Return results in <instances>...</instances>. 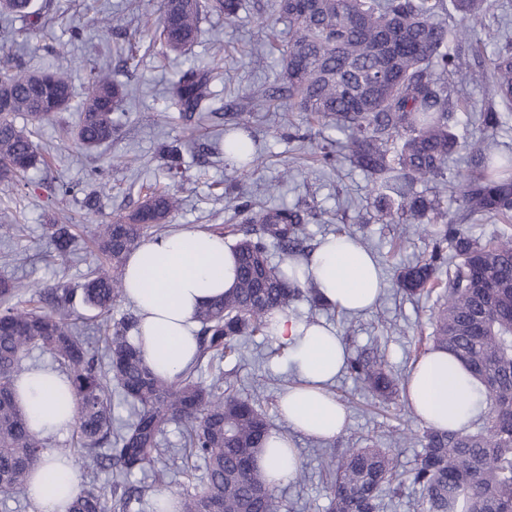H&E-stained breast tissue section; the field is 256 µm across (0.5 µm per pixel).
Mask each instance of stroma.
I'll return each instance as SVG.
<instances>
[{"label": "stroma", "mask_w": 512, "mask_h": 512, "mask_svg": "<svg viewBox=\"0 0 512 512\" xmlns=\"http://www.w3.org/2000/svg\"><path fill=\"white\" fill-rule=\"evenodd\" d=\"M59 10L44 28L31 36L24 47H17L10 34L0 28V62L25 54L45 64L70 66L73 70L75 99H82L86 80L84 65L100 64L120 72L131 95L118 110L120 127L111 144L87 152L65 147L66 129L75 119L64 112L55 121L42 123L36 137L40 147L56 154L49 169L31 172L26 184L14 187L0 182V210L7 208L22 217L21 225L0 218V277L16 279L24 285L49 286L57 281L79 287L88 274L94 255L90 253L91 234L101 214H118L133 209L148 186L169 187L181 200V207L166 232L204 231L225 225L232 212L228 196L218 195L214 182L235 184L241 192L267 205H314L318 220L307 226L310 246L335 235L337 229H363L361 244L374 256L383 277V292L369 310L341 317L337 313H311L307 302L295 303L288 317L303 321L316 317L342 335L350 355L363 352L382 356L387 370L406 378L418 357L420 338L432 335L439 303L436 297H409L399 292L396 267L427 257L430 238L421 234L399 237L394 225L382 223L373 204L365 174L345 157H338L335 168L321 167L312 157L310 144L289 139L278 110L259 111L249 116L256 139L258 163L233 170L224 158V130L234 118L231 105L261 89L274 90L281 66V51L287 44L278 35L275 48L267 55L265 69L249 62V53L263 46L266 38L258 17L268 9L269 0H244L236 25L210 18L203 22L199 42L182 57L160 60L159 48L141 32L145 15L157 13L160 0H57ZM122 12L121 32H103L93 24L94 8ZM84 31V39H70L71 28ZM138 42L135 60L125 61L115 53L116 46L128 39ZM224 47L223 67L229 78L213 86L215 97L210 111L192 122L182 120L169 108L166 91L182 70L194 60L207 56L212 43ZM177 146L182 155L183 176L170 181L158 156L161 145ZM291 170L283 178V170ZM74 185L81 192L95 191L101 213L83 210L71 202L61 212L54 196L56 182ZM78 224L75 253L68 261L46 255L43 227L61 224L65 219ZM242 394H254L269 418L273 432L288 434L297 448L304 472L290 478L277 492L286 503V512H325L327 484L321 457L323 447L336 450L357 448L365 441L378 447L394 448L400 470H409L421 447L415 433L423 424L408 408L404 397L384 400L342 373L331 391L347 411L345 432L329 442L288 429L279 413V399L297 378L290 367L287 350L278 339L256 336L245 339L239 353L227 356L219 366L202 365L197 376L210 382L214 370ZM408 434L404 446L394 447L397 433Z\"/></svg>", "instance_id": "35a3bbf8"}]
</instances>
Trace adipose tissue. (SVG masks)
Instances as JSON below:
<instances>
[{
    "label": "adipose tissue",
    "instance_id": "ef3b65f1",
    "mask_svg": "<svg viewBox=\"0 0 512 512\" xmlns=\"http://www.w3.org/2000/svg\"><path fill=\"white\" fill-rule=\"evenodd\" d=\"M298 287L311 286L329 304L354 314L370 308L382 288L373 256L347 237L326 238L312 258L288 261ZM124 297L139 316L137 341L146 363L156 372L176 376L196 360L195 315L214 297L235 284V255L222 237L183 230L148 241L127 259L122 271ZM272 334L287 347L299 380L279 403L289 427L315 439L341 435L347 425L344 407L329 387L348 355L343 339L324 324H306L275 315ZM18 399L31 413L38 436L67 434L73 426L76 397L67 377L47 367H34L17 381ZM406 402L426 426L460 429L482 406L465 365L448 352L432 349L413 365L406 384ZM270 487L295 476L301 466L288 436L272 435L259 459ZM79 492L72 460L51 456L44 474L35 476L29 497L39 512H64Z\"/></svg>",
    "mask_w": 512,
    "mask_h": 512
}]
</instances>
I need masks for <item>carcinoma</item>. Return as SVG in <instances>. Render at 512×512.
<instances>
[{"label": "carcinoma", "instance_id": "cac0c4a2", "mask_svg": "<svg viewBox=\"0 0 512 512\" xmlns=\"http://www.w3.org/2000/svg\"><path fill=\"white\" fill-rule=\"evenodd\" d=\"M451 3L452 23L439 21ZM260 24L288 23V44L281 81L288 112H308L324 126L346 135V142H326L320 160L331 165L347 151L375 192V201L399 234L423 230L422 219L436 226L426 260L396 270L399 289L421 297L442 289L432 347L450 351L478 380L489 409L463 432L426 428L417 437L421 451L413 467L399 471L393 451L366 443L323 457L329 477L326 512H383L384 501L401 502L409 488L420 491L412 512H512V238L485 243L469 221L477 215L512 221V152L495 147L500 113L479 115L484 137L459 141L450 122L457 112L449 79L471 56L487 69L475 75L491 100L512 110V46L487 52L471 29L489 0H271ZM242 0H162L158 15H146L143 27L165 53L185 55L210 17L232 24ZM44 12L33 0H0V22L26 40L40 30ZM20 27H15V24ZM221 51L203 66L191 64L168 91L169 106L186 120L208 109L211 85L220 75ZM129 95L107 67L91 66L86 92L73 130L83 149L112 142L116 107ZM71 72L56 66L32 68L22 61L0 68V181L10 183L48 160L20 127L24 114L49 122L68 109ZM251 132L245 119L225 131L224 150L241 167L255 154H237L240 136ZM466 153L469 172L448 186V161ZM433 183L426 194L419 184ZM452 193L455 208L444 205ZM244 217L233 249L237 284L197 314L198 355L193 366L173 379L155 373L134 341L139 318L126 314L112 321V308L123 298L118 270L127 256L171 221L178 198L166 189L146 194L127 214L109 215L94 228V244L104 262L90 273L81 294L62 281L47 287L51 309L16 301L17 282L0 278V498L25 488L45 464V440L29 430L15 383L28 370L34 349L49 353L55 370L70 380L77 401L73 447L59 449L74 457L88 474L103 460L118 472H152L149 484L117 483L107 491L82 489L66 512H131L150 503L151 512H283L281 497L269 488L254 461L265 447L271 424L254 398L223 387V375L205 384L195 377L203 362L234 353L245 336H269L270 318L285 313L299 299L317 310L324 303L311 287L288 282L272 262L270 247L286 261L304 252L309 213L294 207L254 209L243 193L232 197ZM44 237L53 255L67 258L76 240L69 224H47ZM81 301L95 315L77 324L69 310ZM353 378L383 398L404 389L380 359H348ZM134 408V416L116 426L112 393ZM172 422L185 432V448L162 447ZM108 455L102 456L101 449ZM201 460L206 479L200 490L178 499L153 496V488L171 473Z\"/></svg>", "mask_w": 512, "mask_h": 512}]
</instances>
